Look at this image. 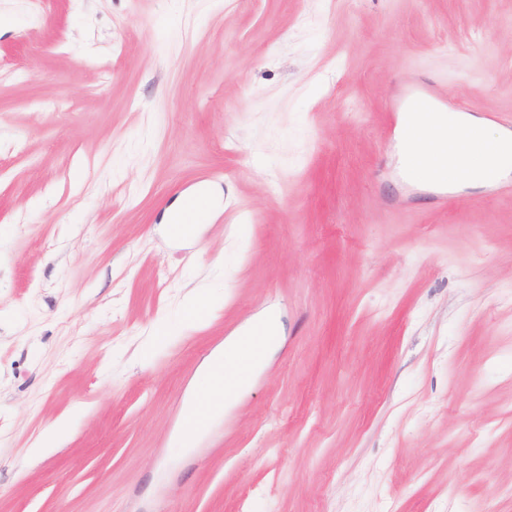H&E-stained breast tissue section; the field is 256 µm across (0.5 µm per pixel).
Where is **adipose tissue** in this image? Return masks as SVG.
Listing matches in <instances>:
<instances>
[{"label": "adipose tissue", "mask_w": 512, "mask_h": 512, "mask_svg": "<svg viewBox=\"0 0 512 512\" xmlns=\"http://www.w3.org/2000/svg\"><path fill=\"white\" fill-rule=\"evenodd\" d=\"M467 128L476 130L482 146L493 153V175L478 173L472 165L473 146L463 134ZM398 152L403 164L416 166L417 178L425 182L441 179V163L446 159L454 161L458 177L473 187L491 184L493 179L512 173V135L490 128L476 118L460 117L453 112L407 111ZM252 347L253 337L247 334L227 342L223 351L212 357L188 405L182 447H193L201 431L200 420L222 411L237 395L244 384L246 369L256 363Z\"/></svg>", "instance_id": "1"}]
</instances>
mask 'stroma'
<instances>
[{"label": "stroma", "mask_w": 512, "mask_h": 512, "mask_svg": "<svg viewBox=\"0 0 512 512\" xmlns=\"http://www.w3.org/2000/svg\"><path fill=\"white\" fill-rule=\"evenodd\" d=\"M0 17V512H512V197L410 181L393 113L414 83L511 119L512 0ZM269 315L180 447L211 354ZM65 427L66 424L64 421L55 422L53 427L49 430L48 435L38 443L36 448L31 449V460L38 461L42 457L48 455L53 448H56L58 439Z\"/></svg>", "instance_id": "stroma-1"}]
</instances>
